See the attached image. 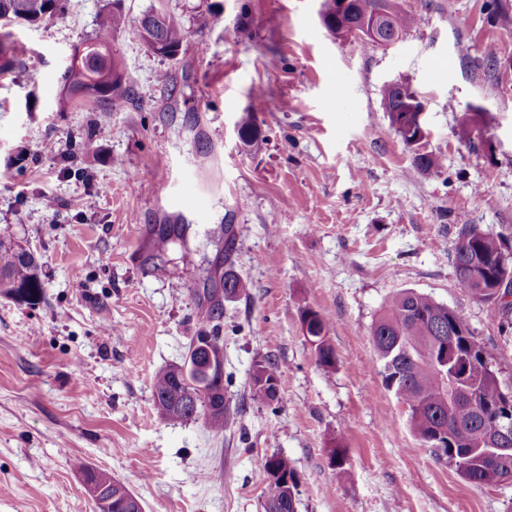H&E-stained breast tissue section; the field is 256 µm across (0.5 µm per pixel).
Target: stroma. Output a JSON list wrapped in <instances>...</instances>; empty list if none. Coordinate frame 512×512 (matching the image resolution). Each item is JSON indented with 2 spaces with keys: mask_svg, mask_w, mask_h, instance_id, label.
I'll list each match as a JSON object with an SVG mask.
<instances>
[{
  "mask_svg": "<svg viewBox=\"0 0 512 512\" xmlns=\"http://www.w3.org/2000/svg\"><path fill=\"white\" fill-rule=\"evenodd\" d=\"M401 3L417 23L389 45L334 38L319 0H68L14 27L0 232L34 253L43 296H0V512H94L86 465L145 512H264L271 455L296 471V512H512V480L473 485L414 436L370 336L386 300L416 290L459 313L512 386V326L451 263L459 225L512 229V0ZM156 8L187 33L176 59L140 39ZM115 10L130 100L61 107L74 48ZM393 82L423 101L442 169H417L395 135ZM472 105L486 118L470 146L457 127ZM249 110L263 135L251 147L237 135ZM151 224L183 231L148 264ZM226 224L247 290L215 320L233 413L218 435L162 419L153 378L202 326ZM304 304L328 321L334 367L304 335ZM266 359L274 402L250 384ZM253 372H259L260 375H262L266 379V382L271 381L272 384L269 388H274V390L272 392H269L264 391L262 387H258L254 383ZM251 384L253 386V389L255 390V393L262 396L263 398H266L270 401L278 400L280 385V372L278 365L271 361H262L256 363L251 373Z\"/></svg>",
  "mask_w": 512,
  "mask_h": 512,
  "instance_id": "1",
  "label": "stroma"
}]
</instances>
